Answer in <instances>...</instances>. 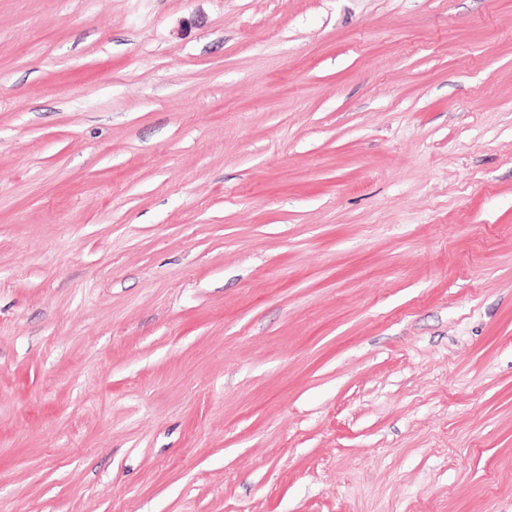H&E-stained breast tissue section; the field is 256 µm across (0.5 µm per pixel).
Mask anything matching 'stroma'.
Returning <instances> with one entry per match:
<instances>
[{
  "label": "stroma",
  "instance_id": "35a3bbf8",
  "mask_svg": "<svg viewBox=\"0 0 512 512\" xmlns=\"http://www.w3.org/2000/svg\"><path fill=\"white\" fill-rule=\"evenodd\" d=\"M0 512H512V0H0Z\"/></svg>",
  "mask_w": 512,
  "mask_h": 512
}]
</instances>
